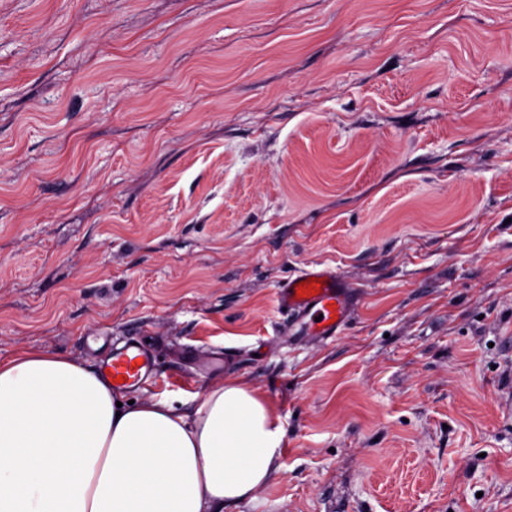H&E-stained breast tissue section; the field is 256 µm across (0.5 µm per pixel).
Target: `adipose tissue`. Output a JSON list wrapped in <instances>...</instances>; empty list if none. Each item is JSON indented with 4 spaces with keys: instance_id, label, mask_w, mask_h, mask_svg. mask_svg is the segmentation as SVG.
Masks as SVG:
<instances>
[{
    "instance_id": "1",
    "label": "adipose tissue",
    "mask_w": 512,
    "mask_h": 512,
    "mask_svg": "<svg viewBox=\"0 0 512 512\" xmlns=\"http://www.w3.org/2000/svg\"><path fill=\"white\" fill-rule=\"evenodd\" d=\"M276 406L241 378L216 379L192 410L123 403L74 359H0V512H228L281 470Z\"/></svg>"
}]
</instances>
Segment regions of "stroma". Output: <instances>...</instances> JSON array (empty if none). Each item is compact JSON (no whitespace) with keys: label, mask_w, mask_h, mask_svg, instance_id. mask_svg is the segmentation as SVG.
<instances>
[{"label":"stroma","mask_w":512,"mask_h":512,"mask_svg":"<svg viewBox=\"0 0 512 512\" xmlns=\"http://www.w3.org/2000/svg\"><path fill=\"white\" fill-rule=\"evenodd\" d=\"M132 338L278 408L238 512H512V0H0V358ZM315 278V294L302 290L306 298L298 296L300 282ZM323 278V287H318L317 279ZM317 289L321 290L316 294ZM274 300L279 311L287 318L291 316L298 326L296 334L309 339L323 341L336 337L344 330L354 308V294L341 272L335 267L308 265L296 275L288 276L274 289ZM323 315L322 320L315 317Z\"/></svg>","instance_id":"35a3bbf8"}]
</instances>
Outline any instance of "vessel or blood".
I'll return each mask as SVG.
<instances>
[{
	"mask_svg": "<svg viewBox=\"0 0 512 512\" xmlns=\"http://www.w3.org/2000/svg\"><path fill=\"white\" fill-rule=\"evenodd\" d=\"M323 282L320 293L299 296L301 282L309 279ZM276 307L291 316L298 336L324 340L344 330L354 308V294L341 272L331 266L310 265L281 281L274 289ZM110 377L119 378L120 389L139 388L155 374L153 354L135 342L115 351L106 365Z\"/></svg>",
	"mask_w": 512,
	"mask_h": 512,
	"instance_id": "vessel-or-blood-1",
	"label": "vessel or blood"
}]
</instances>
